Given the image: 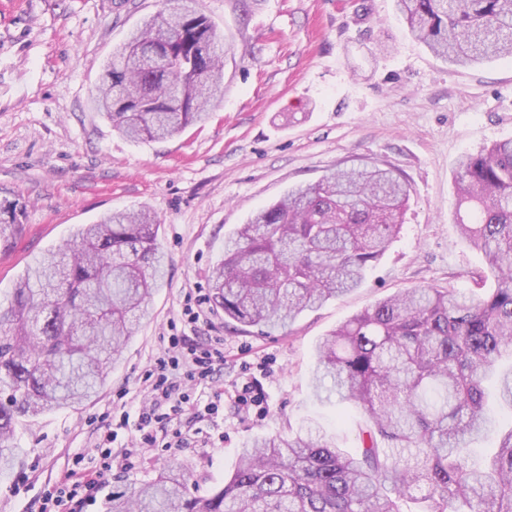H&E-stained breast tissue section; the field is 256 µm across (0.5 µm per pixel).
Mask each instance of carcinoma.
Here are the masks:
<instances>
[{"label":"carcinoma","mask_w":512,"mask_h":512,"mask_svg":"<svg viewBox=\"0 0 512 512\" xmlns=\"http://www.w3.org/2000/svg\"><path fill=\"white\" fill-rule=\"evenodd\" d=\"M195 0H162L106 62L94 109L126 138L156 141L204 123L224 98V42ZM410 34L451 66L512 59V0H395ZM454 221L495 287L471 297L412 288L380 300L317 347L313 388L366 416L353 456L328 434L257 438L224 484L192 494L165 474L107 512H512V139L457 164ZM410 198L391 169L361 164L299 185L251 215L224 246L212 288L224 317L281 328L359 287ZM21 208L0 201V244ZM160 224L146 207L81 227L0 302V477L27 418L73 408L105 385L164 286Z\"/></svg>","instance_id":"1"}]
</instances>
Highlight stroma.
<instances>
[{
    "label": "stroma",
    "instance_id": "stroma-1",
    "mask_svg": "<svg viewBox=\"0 0 512 512\" xmlns=\"http://www.w3.org/2000/svg\"><path fill=\"white\" fill-rule=\"evenodd\" d=\"M159 0H0V200L19 201L22 230L0 247V298L41 254L117 208L148 207L169 258L163 288L96 398L17 425L16 476L27 493L0 485V512H41L44 487L83 454L117 390L148 403L141 376L170 326L224 338V366L196 394L223 388L224 410L202 426L211 448H145L138 466L105 475L97 512L170 467L190 490L220 486L252 439L318 425L338 447L358 452L363 417L351 404L318 401L315 349L327 333L398 292L418 287L478 291L483 255L453 222V180L461 155L512 138V63L453 68L428 52L398 19L394 0H198L224 42V99L210 120L165 141L133 142L92 107L113 48ZM375 163L403 175L411 197L403 223L359 288L265 334L225 319L215 302L200 324L183 322L184 296L209 288L224 241L258 208L339 167ZM251 370L268 404L236 410Z\"/></svg>",
    "mask_w": 512,
    "mask_h": 512
}]
</instances>
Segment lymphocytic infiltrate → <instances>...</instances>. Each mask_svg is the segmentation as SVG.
Returning <instances> with one entry per match:
<instances>
[{
	"label": "lymphocytic infiltrate",
	"mask_w": 512,
	"mask_h": 512,
	"mask_svg": "<svg viewBox=\"0 0 512 512\" xmlns=\"http://www.w3.org/2000/svg\"><path fill=\"white\" fill-rule=\"evenodd\" d=\"M224 364V339L208 336L202 339L173 333L165 339L164 353L147 369L142 380L151 394L149 406L131 409L125 390L115 394L112 414L103 420L102 432L95 445L102 459V472L112 470V444L119 433H127L136 447L152 448L157 435L171 432V447L181 448L188 439L177 423L183 415L219 411L221 393L201 400L191 394L189 387L213 380ZM97 485L96 477L70 469L55 484L44 491L43 512H69L71 506L89 501Z\"/></svg>",
	"instance_id": "1"
}]
</instances>
